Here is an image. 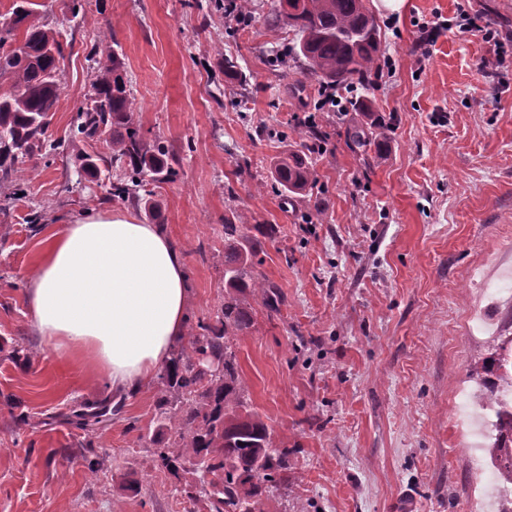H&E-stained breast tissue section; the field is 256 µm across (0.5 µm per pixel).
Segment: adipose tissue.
<instances>
[{
    "label": "adipose tissue",
    "instance_id": "adipose-tissue-1",
    "mask_svg": "<svg viewBox=\"0 0 512 512\" xmlns=\"http://www.w3.org/2000/svg\"><path fill=\"white\" fill-rule=\"evenodd\" d=\"M184 259L163 225L101 211L44 241L26 301L38 336L113 392L139 391L185 334Z\"/></svg>",
    "mask_w": 512,
    "mask_h": 512
}]
</instances>
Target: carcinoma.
I'll return each instance as SVG.
<instances>
[{
    "label": "carcinoma",
    "mask_w": 512,
    "mask_h": 512,
    "mask_svg": "<svg viewBox=\"0 0 512 512\" xmlns=\"http://www.w3.org/2000/svg\"><path fill=\"white\" fill-rule=\"evenodd\" d=\"M270 20L296 32L298 42L277 52L273 61L304 58V71L322 86L338 91L362 83L377 66L379 27L364 0H283ZM32 0H14L0 25L12 33L34 12ZM0 36V80H10L12 92L0 96V178L23 177L25 159L31 157L53 117L58 92V63L62 49L55 33L34 24L25 30L23 42L3 49ZM115 53L98 60L94 104L78 114L76 133L93 137L112 132V157H100L115 165L118 178L110 183V195L128 198L150 180H172L175 169L168 163L163 141H147L134 121L127 83ZM272 178L281 192L300 194L316 183L312 162L288 152L274 166ZM247 224H224V301L214 322L189 327L188 347L172 357L165 368L169 387L183 397L180 416L168 414L167 402H158L159 415L174 423L182 451L169 455L157 450L165 466L177 467L192 460L212 475L200 481L199 494L210 502L212 512H262L261 486L277 485L288 469L292 448L272 447L273 430L249 409L245 385L239 376L234 341L252 324V312L244 294L258 293L263 305L278 310L281 294L276 286L257 280L251 256L260 248L248 235ZM223 361V372L204 367L207 360ZM512 362V336H497L486 353L469 367V377L494 391L490 379L499 382L502 370ZM120 406L86 403L72 412L70 423L83 431L107 423ZM491 464L510 497L501 512H512V411L499 413L497 439L488 449Z\"/></svg>",
    "instance_id": "obj_1"
}]
</instances>
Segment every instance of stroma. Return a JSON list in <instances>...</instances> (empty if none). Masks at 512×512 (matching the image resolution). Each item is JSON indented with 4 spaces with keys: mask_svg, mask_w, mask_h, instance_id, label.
<instances>
[{
    "mask_svg": "<svg viewBox=\"0 0 512 512\" xmlns=\"http://www.w3.org/2000/svg\"><path fill=\"white\" fill-rule=\"evenodd\" d=\"M32 23L63 46L59 94L35 148L24 194L0 183V512H206L199 476L158 458L161 378L125 397L121 417L85 432L62 416L112 399L102 378L54 355L26 303L27 274L46 236L102 209L143 206L108 195L114 169L83 170L105 153L73 121L91 102L93 50L115 51L145 137L167 142L175 179L144 193L182 251L187 321H213L224 297V223L270 224L253 271L283 295L279 311L247 295L254 325L234 342L251 408L289 449L288 482L263 487L266 512H482L487 454L458 446L452 386L487 343L468 319L485 306L480 270L499 261L512 282V0H407L376 10L378 71L345 113L318 110L319 85L292 95L295 42L268 19L279 0H251L244 24L190 0H36ZM489 24L493 40L462 33ZM441 25L429 56L423 27ZM236 61L242 80L224 75ZM305 138L317 182L284 201L271 164ZM361 127L365 146L349 138ZM40 211L38 227L30 216ZM27 424H20V416Z\"/></svg>",
    "mask_w": 512,
    "mask_h": 512,
    "instance_id": "obj_1",
    "label": "stroma"
}]
</instances>
